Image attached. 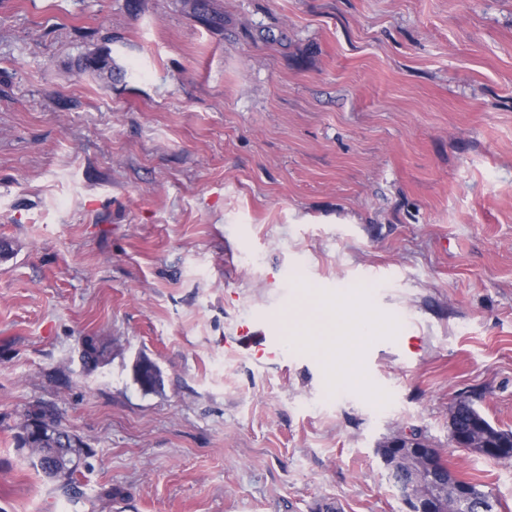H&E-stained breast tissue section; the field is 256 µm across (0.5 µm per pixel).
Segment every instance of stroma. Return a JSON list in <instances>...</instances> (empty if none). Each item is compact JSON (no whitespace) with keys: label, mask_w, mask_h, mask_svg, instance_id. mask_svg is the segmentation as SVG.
<instances>
[{"label":"stroma","mask_w":512,"mask_h":512,"mask_svg":"<svg viewBox=\"0 0 512 512\" xmlns=\"http://www.w3.org/2000/svg\"><path fill=\"white\" fill-rule=\"evenodd\" d=\"M1 239L0 512H402L412 428L512 512L448 440L463 397L512 430V0H0ZM350 286L375 335L329 364L288 315ZM251 318L279 360L225 350ZM37 404L76 496L17 445ZM80 67L100 77L107 75L112 80V59L108 54L102 52L87 54L80 60ZM141 358L134 365V381L146 393L155 391L161 386V371L148 357Z\"/></svg>","instance_id":"1"}]
</instances>
